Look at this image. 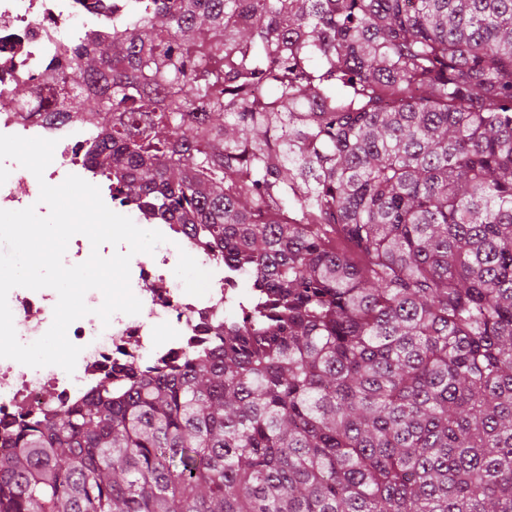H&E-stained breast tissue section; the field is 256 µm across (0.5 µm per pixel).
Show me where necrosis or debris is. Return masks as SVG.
Here are the masks:
<instances>
[{"label":"necrosis or debris","mask_w":512,"mask_h":512,"mask_svg":"<svg viewBox=\"0 0 512 512\" xmlns=\"http://www.w3.org/2000/svg\"><path fill=\"white\" fill-rule=\"evenodd\" d=\"M94 0H0V95L22 84L45 81L53 60L90 38L111 35L106 12ZM82 128L72 122L47 123L19 111L0 112V134L56 140V164L43 179L9 177L0 185V209L34 205L40 182L61 184L80 168L74 149ZM170 248L162 254H137L130 262V285L141 301L136 315L114 314L109 323L90 314L68 328L69 340L81 353L73 373L57 366L31 368L0 359V446H9L19 417L47 418L81 405L108 382L122 389L151 376L157 368L177 367L186 353L209 349L210 328L224 311L240 303L243 274L225 266L211 249L192 240L182 225L158 227ZM190 253L202 284H171L169 268L177 253ZM58 295L17 287L8 294L13 322L22 343L40 338L50 327Z\"/></svg>","instance_id":"1"}]
</instances>
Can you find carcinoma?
Masks as SVG:
<instances>
[{
  "label": "carcinoma",
  "instance_id": "1",
  "mask_svg": "<svg viewBox=\"0 0 512 512\" xmlns=\"http://www.w3.org/2000/svg\"><path fill=\"white\" fill-rule=\"evenodd\" d=\"M112 200L252 278L215 356L23 419L0 512H512V0H122Z\"/></svg>",
  "mask_w": 512,
  "mask_h": 512
}]
</instances>
